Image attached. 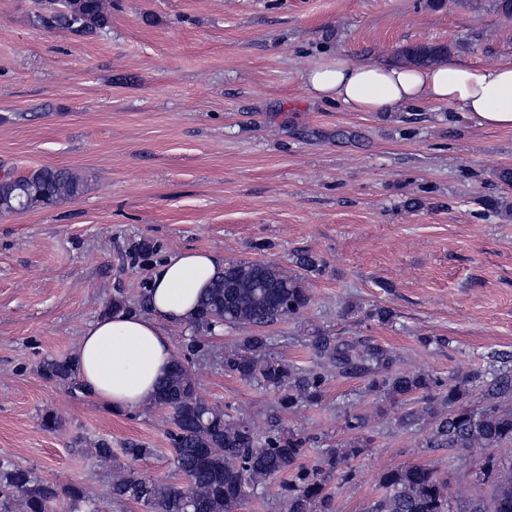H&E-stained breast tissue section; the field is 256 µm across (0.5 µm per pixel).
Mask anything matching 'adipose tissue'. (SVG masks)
<instances>
[{"instance_id": "adipose-tissue-1", "label": "adipose tissue", "mask_w": 512, "mask_h": 512, "mask_svg": "<svg viewBox=\"0 0 512 512\" xmlns=\"http://www.w3.org/2000/svg\"><path fill=\"white\" fill-rule=\"evenodd\" d=\"M303 81L316 98L354 112L443 104L479 125L512 129V57L478 65L453 55L414 66L355 62L338 54L305 70ZM223 267V256L213 252L174 254L149 282V313L117 310L88 325L74 358L79 377L101 404L119 411L151 402L172 361L166 325L194 320L203 289Z\"/></svg>"}]
</instances>
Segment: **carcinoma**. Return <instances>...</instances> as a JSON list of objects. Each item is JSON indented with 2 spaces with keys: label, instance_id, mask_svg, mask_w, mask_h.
<instances>
[{
  "label": "carcinoma",
  "instance_id": "1",
  "mask_svg": "<svg viewBox=\"0 0 512 512\" xmlns=\"http://www.w3.org/2000/svg\"><path fill=\"white\" fill-rule=\"evenodd\" d=\"M110 21L103 0H48L32 18L38 28H65L85 36L103 33ZM83 192L84 182L71 171L41 168L19 179H0V213L52 207ZM484 205L505 218L512 216V198L507 195L487 198ZM292 264L291 268L251 261L228 264L204 292L193 325L213 332L225 326H265L298 317L311 302L305 275L321 273L324 263L312 253H302ZM109 308L146 311L149 298L136 302L114 298ZM266 345L265 336L243 337L239 349L224 356V368L277 394L276 407L282 411L318 402L328 368L338 376L368 380L370 391L383 394L393 405H402L417 393L428 400L433 392L445 391L448 413L438 417L430 447L481 449L476 462L464 459L458 468L470 472L474 485L493 487L489 501L469 497L460 512H512V463L498 456L502 446L512 444V412L498 403L512 394L511 368L496 371L487 384L484 404L473 407L471 377L447 383L428 372L401 371L393 352L366 340L342 341L318 334L313 347L324 364L309 369L261 357ZM42 373L48 380L77 378L70 356L46 361ZM151 405L163 411L172 426V465L186 478V487L146 481L128 470L113 477L110 493L101 499L87 498L79 487L66 489L61 497L55 487L36 480L31 470L0 458V512H11L12 500L19 494L23 512H111L114 500L134 502L144 512H237L247 490L281 474L290 477L285 487L288 512H330L328 483L349 478L351 462L364 448L360 441L327 448L312 465H303L306 438L275 426L260 431L202 399L191 369L177 355ZM378 487L380 495L368 512H450V482L426 465L388 469Z\"/></svg>",
  "mask_w": 512,
  "mask_h": 512
}]
</instances>
